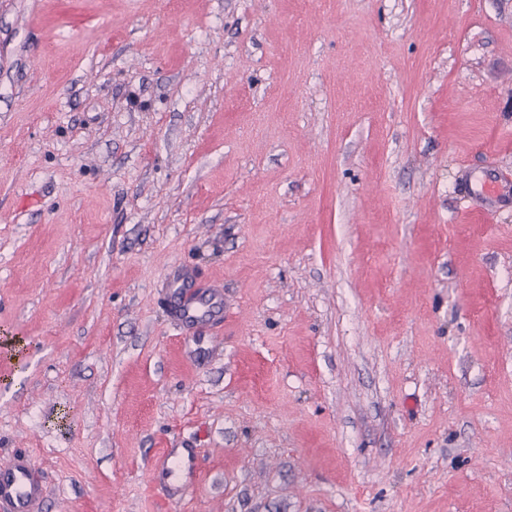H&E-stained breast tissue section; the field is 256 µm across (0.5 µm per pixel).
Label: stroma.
<instances>
[{
  "label": "stroma",
  "instance_id": "35a3bbf8",
  "mask_svg": "<svg viewBox=\"0 0 512 512\" xmlns=\"http://www.w3.org/2000/svg\"><path fill=\"white\" fill-rule=\"evenodd\" d=\"M488 177L512 0H0V464L44 512H512ZM184 265L224 290L203 364ZM167 306L172 323L182 331L201 326L215 327L224 323V292L222 288H195L192 271L180 269L169 292ZM199 448L187 445L185 448H165L161 457L152 465L153 484L166 492L167 497L183 496L188 493L184 485H176V472L181 476L197 465ZM46 484L40 467L25 451L0 465V511L42 512Z\"/></svg>",
  "mask_w": 512,
  "mask_h": 512
}]
</instances>
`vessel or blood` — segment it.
<instances>
[{
  "mask_svg": "<svg viewBox=\"0 0 512 512\" xmlns=\"http://www.w3.org/2000/svg\"><path fill=\"white\" fill-rule=\"evenodd\" d=\"M167 306L173 324L186 332L224 322L223 290L196 288L194 274L187 269L180 270L174 280ZM198 458V449L191 446L164 449L151 469L153 484L170 497L187 494V487L177 484L176 476L194 468ZM45 497L43 472L25 451H15L0 465V512H42Z\"/></svg>",
  "mask_w": 512,
  "mask_h": 512,
  "instance_id": "b4317fda",
  "label": "vessel or blood"
}]
</instances>
